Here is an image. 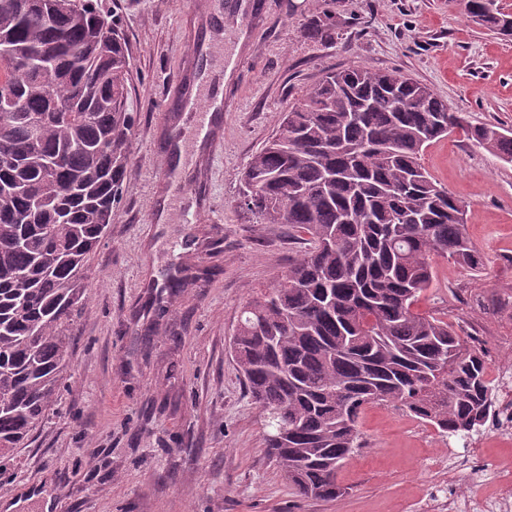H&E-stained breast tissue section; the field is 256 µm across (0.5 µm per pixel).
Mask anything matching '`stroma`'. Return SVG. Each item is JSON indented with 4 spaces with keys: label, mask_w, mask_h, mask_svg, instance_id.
Instances as JSON below:
<instances>
[{
    "label": "stroma",
    "mask_w": 512,
    "mask_h": 512,
    "mask_svg": "<svg viewBox=\"0 0 512 512\" xmlns=\"http://www.w3.org/2000/svg\"><path fill=\"white\" fill-rule=\"evenodd\" d=\"M216 0H98L129 53L132 178L87 265L88 299L71 330L63 388L0 474V512H427L458 496L460 512H496L485 498L512 446L488 438L471 469L470 439L441 436L391 404L359 419L365 448L337 479L333 501L297 497L266 453L263 419L228 351L243 305L271 288L302 250L282 224L244 203L243 171L295 98L325 74L399 69L474 124L512 128V37L487 32L462 0H258L219 25ZM335 23L327 42L315 20ZM244 36L245 67L224 96V139L179 169L204 203L177 199L169 144L180 124L162 112L180 70L207 77L220 37ZM421 163L465 206L484 255L477 272L437 257L416 308L482 348L487 376L512 372V163L457 130ZM188 266V287L166 288ZM445 461L442 472L427 466Z\"/></svg>",
    "instance_id": "obj_1"
}]
</instances>
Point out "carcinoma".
I'll use <instances>...</instances> for the list:
<instances>
[{
    "label": "carcinoma",
    "instance_id": "1",
    "mask_svg": "<svg viewBox=\"0 0 512 512\" xmlns=\"http://www.w3.org/2000/svg\"><path fill=\"white\" fill-rule=\"evenodd\" d=\"M56 2L49 26L21 14L22 0H0V42L11 47L0 103L20 105L0 112V462L58 395L87 261L131 176L129 57L117 21L104 46L94 0ZM487 2L466 0L469 17L511 36L512 13L490 15ZM37 54L60 60L51 78L30 66ZM465 123L400 72L350 68L289 106L247 164L244 204L308 243L275 287L243 306L230 340L265 417L267 452L287 462L300 498L344 495L337 471L364 445L357 424L369 404H394L443 436L489 418L482 350L414 310L434 281L431 256L484 265L463 205L421 164L427 146ZM467 131L512 162V129Z\"/></svg>",
    "mask_w": 512,
    "mask_h": 512
}]
</instances>
